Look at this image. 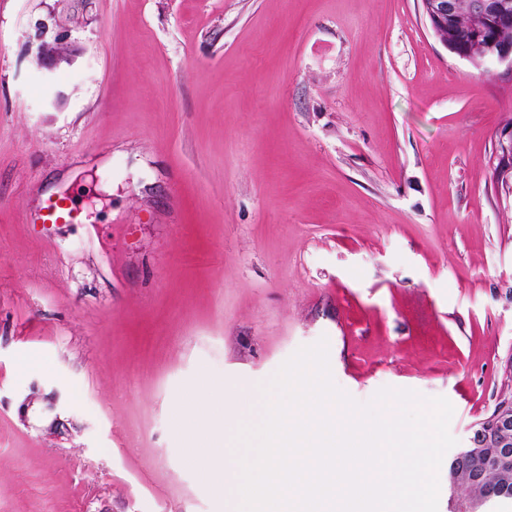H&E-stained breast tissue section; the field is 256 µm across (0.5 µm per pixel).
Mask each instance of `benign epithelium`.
<instances>
[{
    "label": "benign epithelium",
    "instance_id": "benign-epithelium-1",
    "mask_svg": "<svg viewBox=\"0 0 512 512\" xmlns=\"http://www.w3.org/2000/svg\"><path fill=\"white\" fill-rule=\"evenodd\" d=\"M425 17L434 36L449 50L477 67L494 71L505 66L512 72V0H421ZM38 58L52 71L66 60L58 46L42 43ZM494 180L512 190V128L501 132L498 140ZM472 456L496 471L503 491L512 487V406L496 409L490 424L470 427L467 445L453 459Z\"/></svg>",
    "mask_w": 512,
    "mask_h": 512
}]
</instances>
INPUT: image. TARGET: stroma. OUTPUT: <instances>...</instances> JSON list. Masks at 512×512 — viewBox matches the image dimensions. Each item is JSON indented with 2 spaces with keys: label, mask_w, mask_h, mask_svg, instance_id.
I'll list each match as a JSON object with an SVG mask.
<instances>
[{
  "label": "stroma",
  "mask_w": 512,
  "mask_h": 512,
  "mask_svg": "<svg viewBox=\"0 0 512 512\" xmlns=\"http://www.w3.org/2000/svg\"><path fill=\"white\" fill-rule=\"evenodd\" d=\"M510 126L421 0H0V512H224L181 398L323 338L465 446L512 357ZM493 174L498 186H505L512 191V127L500 134L497 164ZM65 200H67L66 197L48 203L45 207H43V210L45 211V218L43 219L44 223H77L78 217L75 210L72 207H68Z\"/></svg>",
  "instance_id": "35a3bbf8"
}]
</instances>
